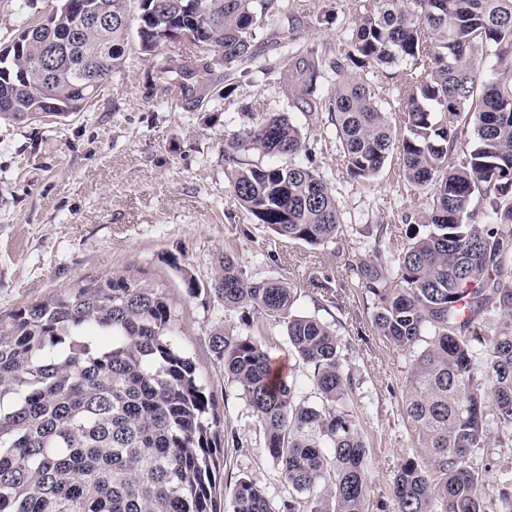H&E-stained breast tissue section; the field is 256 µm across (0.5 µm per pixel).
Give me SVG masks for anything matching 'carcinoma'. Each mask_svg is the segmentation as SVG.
Listing matches in <instances>:
<instances>
[{
  "label": "carcinoma",
  "mask_w": 512,
  "mask_h": 512,
  "mask_svg": "<svg viewBox=\"0 0 512 512\" xmlns=\"http://www.w3.org/2000/svg\"><path fill=\"white\" fill-rule=\"evenodd\" d=\"M59 0L41 32L0 49V119L24 112L64 117L82 111L90 90L74 76L96 67L106 80L137 25L151 53L162 41H191L220 52L224 70L245 61L267 75L252 0H105L110 23L71 39L75 10ZM65 43L53 62V89L20 74ZM493 58L491 78L474 60ZM399 69L401 112L383 111L357 73ZM168 91L195 102L210 66L162 58ZM329 115L349 179L369 180L398 152L403 180L431 191L427 232L393 251L383 234L372 259L347 263L376 304L372 326L391 347L412 353L403 408L416 453L393 476L380 512H485L483 477L471 457L493 422L512 432V0H367L349 38ZM322 73L314 58L288 72L296 98L315 112ZM472 150L458 157L460 123ZM292 159L245 167L243 152ZM307 151L284 112H257L224 147V174L257 224L288 240L333 243L343 232L336 195L294 158ZM487 204L475 222L473 199ZM209 293L226 310L274 318L306 370L321 405L294 379H273V359L256 337L210 333V346L250 405L263 445L292 488L279 504L250 478L238 480L232 512H364L367 445L348 409L335 330L297 314V289L252 279L227 254L217 258ZM498 322L486 327L487 316ZM196 367L178 347L166 295L125 276L89 278L68 292L19 309L0 324V512H221L215 500L217 420Z\"/></svg>",
  "instance_id": "cac0c4a2"
}]
</instances>
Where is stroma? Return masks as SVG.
Here are the masks:
<instances>
[{"mask_svg":"<svg viewBox=\"0 0 512 512\" xmlns=\"http://www.w3.org/2000/svg\"><path fill=\"white\" fill-rule=\"evenodd\" d=\"M56 0H0V47L56 7ZM359 0H284L264 17L256 41L266 48L273 76L252 71L225 79L217 51L189 40L142 53L129 30L119 68L88 106L64 118L0 122V324L27 305L75 287L80 279L113 274L137 277L160 288L175 315L178 345L193 360L211 392L219 421L216 494L229 507L239 478L256 480L273 501L288 485L263 448L259 422L240 390L224 376L209 346L217 327L245 333L241 311H227L206 291L222 253L246 275L294 283L299 312L318 315L336 331L342 364L353 381L349 407L368 448L367 512L388 501L397 462L414 452L402 410L410 355L375 333L373 300L346 269L365 257L379 226L400 248L420 229L429 195L400 181L396 159L375 179L356 182L336 146L328 118L312 122L287 84L276 83L306 53L323 64L343 60ZM205 59L213 74L197 92L199 107L165 92L159 58ZM252 112H285L300 126L312 151V168L336 195L344 223L341 240L314 246L280 237L254 223L224 176V143ZM191 274L201 286L189 293ZM334 302L317 310L320 283ZM253 332L282 375L294 376L302 398H319L288 349L284 327L258 319ZM484 471L485 512H504L502 475L512 472V445L490 428L472 457Z\"/></svg>","mask_w":512,"mask_h":512,"instance_id":"obj_1","label":"stroma"}]
</instances>
